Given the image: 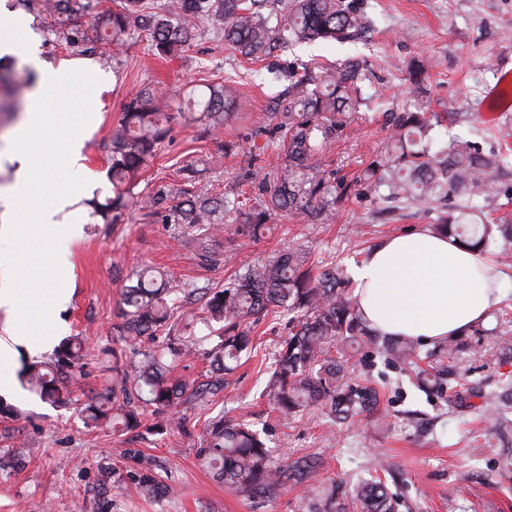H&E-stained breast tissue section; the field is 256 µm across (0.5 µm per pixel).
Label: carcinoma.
Listing matches in <instances>:
<instances>
[{
	"mask_svg": "<svg viewBox=\"0 0 512 512\" xmlns=\"http://www.w3.org/2000/svg\"><path fill=\"white\" fill-rule=\"evenodd\" d=\"M207 22L224 36V44L241 58L263 62L295 48L320 42H347L370 26L355 0H165L157 11L146 0H117L112 13L94 22L84 40L94 46L121 45L148 36L160 58L177 54L203 35ZM292 98L285 113H296V122L280 123L283 129L272 142L284 164L263 178V199L245 207L240 196L181 192L176 204L165 205L158 193L140 199L134 193L140 174L170 132L169 123L179 117L184 124L206 122L219 129L239 110L236 86L231 78L205 86L200 97L178 99L147 87L125 107L110 135L107 157L112 196L92 203L93 214L106 220L109 213L142 211L158 215L167 224L191 230L189 243L200 259L211 261L221 254L224 216L247 210L238 233L257 239L267 224L282 214L316 219L331 203L336 187L323 168V145L343 128L337 116L368 111L374 95L366 92L369 67L352 58L333 67L293 73ZM392 133L372 161L360 193L389 204L396 212L416 204L435 206L437 219L430 230L480 254L494 256L498 267L512 266V250L498 247V239L512 233V219L484 214L488 202L499 195L496 174L505 163L499 149L483 150L472 140L451 138L432 149L426 141L431 117L421 107L391 113ZM136 283L123 289L120 335L128 339L173 330L172 319L186 290L165 271L146 267L135 272ZM206 317L202 335L182 336L168 351L144 354L135 382L126 374L84 404L85 424L109 425L133 430L141 425L145 408L171 421L180 404L224 389V376L254 350L250 324L266 313L289 314L288 337L279 345L264 396L284 414L293 415L319 406L333 424H348L356 417L378 411V394L366 384L346 380L345 350L372 349L380 356L413 366L418 345L409 338L385 337L367 328L348 292V283L335 268H315L296 253L254 265L238 273L220 290L201 291ZM216 336L209 351L210 375L199 385L167 376L166 355H191L201 342ZM342 346L340 356L330 354L329 344ZM86 355V340L67 342L50 362H35L26 371L28 388L45 402L67 400L60 379ZM471 391L481 399L488 416L496 417L493 429L503 437L512 429L505 410L508 402L477 386ZM205 432L203 461L224 487L254 500L277 496L288 483L304 485L310 496L305 512H394L396 500L378 476L361 479L345 489L319 480L321 458L305 455L274 462L266 430L246 419L213 418Z\"/></svg>",
	"mask_w": 512,
	"mask_h": 512,
	"instance_id": "carcinoma-1",
	"label": "carcinoma"
}]
</instances>
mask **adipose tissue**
<instances>
[{
	"mask_svg": "<svg viewBox=\"0 0 512 512\" xmlns=\"http://www.w3.org/2000/svg\"><path fill=\"white\" fill-rule=\"evenodd\" d=\"M28 31L29 22L22 16L0 20V63L20 59L37 75L25 117L12 138L15 180L0 191V237L15 240L70 235L73 225L62 214L80 195L76 187L56 188L48 202L30 211L22 207L42 152L32 130L62 128L59 150L79 160L87 136L85 117L101 106L98 100L73 93L71 65L47 64ZM62 89L72 92L68 109L52 111L53 94ZM353 277L358 305L372 327L388 336L422 342L463 334L486 319L501 300L500 274L489 260L426 229L399 234L372 247Z\"/></svg>",
	"mask_w": 512,
	"mask_h": 512,
	"instance_id": "ef3b65f1",
	"label": "adipose tissue"
}]
</instances>
